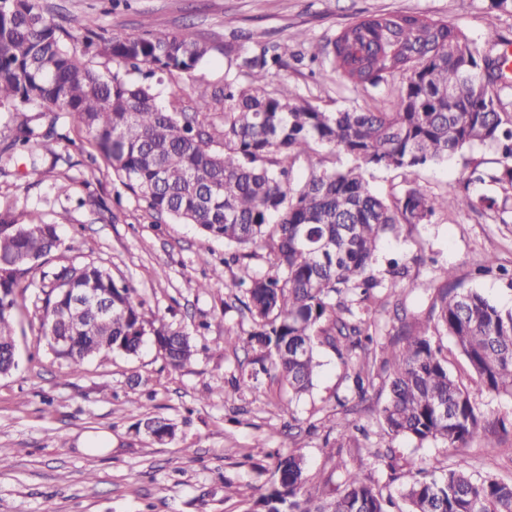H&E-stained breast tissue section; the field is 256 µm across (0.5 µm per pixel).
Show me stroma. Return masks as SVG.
I'll return each mask as SVG.
<instances>
[{"instance_id": "obj_1", "label": "stroma", "mask_w": 512, "mask_h": 512, "mask_svg": "<svg viewBox=\"0 0 512 512\" xmlns=\"http://www.w3.org/2000/svg\"><path fill=\"white\" fill-rule=\"evenodd\" d=\"M60 25L72 28L86 16L115 34H137L142 23L153 31L184 26L207 41L212 51L198 70L164 76L162 95L190 93L203 82L224 83L225 44L253 53L281 44L297 51V34L312 44L334 38L345 25L381 14H426L458 26L483 41L496 29L512 40V14L492 0H41ZM276 82L314 104L336 109L358 94L344 81L315 82L307 67L289 61ZM500 155L490 143L464 148L448 162L419 169L415 177L433 192L458 190L466 163L489 175L499 171ZM42 176L28 177L31 163ZM25 223L31 211L56 225L67 247L54 263L94 259L114 278L129 280L173 328L192 333L194 363L167 365L154 347L138 356H113L86 362L80 375H68L48 350L34 310L17 318L18 367L0 375V512H244L263 489L280 452L295 451L307 462L310 481H329L332 496L344 488V471L353 460L383 495L398 496L410 473L465 457L473 471L512 480V398L476 394L488 420L508 423L497 445L474 441L465 453L444 443L417 445L409 438L385 436L380 410L386 400L383 378H376L365 399H358L342 359L328 345L317 348L320 373L311 391L289 395L274 378H263L259 393L201 400L204 385H220L247 365L244 351L226 347L229 333L250 330L235 289L201 290L212 266L220 264L223 242L204 236L195 225L157 217L145 202L126 191L111 168L85 152L57 144L54 154L13 153L0 161V211ZM512 272V224L467 206L439 214L430 223L385 238L375 274L393 257L408 261L416 285L361 310L377 330V342L396 334V309L412 322L424 321L439 285V271L453 269L462 287L482 292L493 304L512 310V287L495 277L476 276L485 256ZM204 334H196L200 322ZM173 420L175 438L166 443L136 433L146 416ZM353 421L350 432L333 429L332 417ZM397 454L389 471L379 447ZM237 493L225 497V484Z\"/></svg>"}]
</instances>
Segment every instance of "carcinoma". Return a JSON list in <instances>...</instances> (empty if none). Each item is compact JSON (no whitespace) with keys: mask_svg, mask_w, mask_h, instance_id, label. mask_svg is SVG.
Listing matches in <instances>:
<instances>
[{"mask_svg":"<svg viewBox=\"0 0 512 512\" xmlns=\"http://www.w3.org/2000/svg\"><path fill=\"white\" fill-rule=\"evenodd\" d=\"M508 40L495 31L480 45L460 28L426 15H372L344 27L309 56L311 74L336 76L354 88H377L401 78L388 103L368 96L363 103L327 111L287 86L270 87L269 76L286 65L280 45L255 54L224 47V84H199L185 98L160 102L163 75L191 73L211 47L190 29L174 33L146 29L135 35L101 33L84 17L73 34L45 12L40 0H0V111L38 102L53 113L48 132L37 136L22 124L4 152L17 148L54 153L64 141L79 151L91 146L125 189L158 216L194 224L207 237L250 249L224 260L228 266L264 251L269 269L248 279L226 280L214 268L203 290L224 286L243 291L252 330L227 335L224 344L254 354L260 368L241 370L235 393L255 387L259 375L275 372L299 397L309 391L320 362L316 343L345 357L359 397L374 385L370 362L380 361L389 386L380 411L388 436L418 444L440 441L460 451L477 439L494 446L495 432L483 424L462 374L481 393L512 397V311L504 312L479 291L458 287L453 271H441L431 317L423 329L403 325L396 337L369 357L374 337L356 308L375 290H405L408 267L394 261L386 275L373 273L384 238L431 222L463 204L492 210L486 194H436L415 171L447 161L463 147L491 142L502 163L495 183L512 186V98L507 55L494 49ZM106 57L118 68L102 73L84 61ZM63 116L83 136L60 132ZM343 153L348 163L324 165L319 149ZM303 162L307 175L294 182ZM404 175L400 196L386 198L366 179L372 169ZM65 246L56 225L33 211L17 224L0 212V375L17 366L15 317L18 297L35 288L43 339L69 374L93 358L135 356L152 343L167 363L181 369L196 354L190 334L146 315L136 289L116 280L94 261L49 266ZM40 280H35V274ZM84 288H97L104 302L77 303ZM54 336H65L63 344ZM433 336H448L463 360L462 371ZM159 436L175 425L148 417ZM329 481L309 483L301 455H277L263 491L248 512H389L391 500L362 474L358 462L345 471L342 494L327 500ZM407 512H512V481L475 474L466 460L419 470L402 491Z\"/></svg>","mask_w":512,"mask_h":512,"instance_id":"obj_1","label":"carcinoma"}]
</instances>
